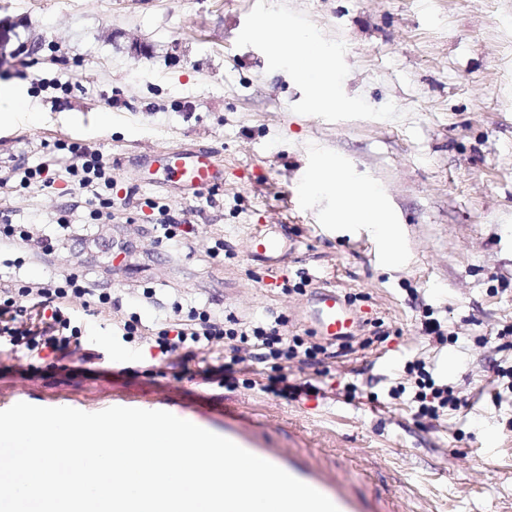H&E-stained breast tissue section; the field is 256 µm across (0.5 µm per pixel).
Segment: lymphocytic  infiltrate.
I'll return each mask as SVG.
<instances>
[{"label":"lymphocytic infiltrate","instance_id":"obj_1","mask_svg":"<svg viewBox=\"0 0 512 512\" xmlns=\"http://www.w3.org/2000/svg\"><path fill=\"white\" fill-rule=\"evenodd\" d=\"M66 150L71 162L64 176L86 195L89 205L111 207L117 186L111 159L73 144ZM14 266L11 260L0 266V350L8 356L57 368L63 359L85 347L76 301L92 300L107 313L121 304L106 284L95 285L72 273L44 283L26 282L15 277ZM170 308L172 317L151 334H143L140 317L132 313L113 322L112 335L121 343L145 346L150 361L179 362L181 370H193L209 383L225 382L239 373L241 364L254 363L247 386L283 399L309 393L312 388L308 382L290 383L289 364L296 362L322 375L328 373L330 360L339 356L334 344H308L300 337L287 336L286 320L280 315L237 328L228 326L223 316L205 304L186 308L175 300ZM268 362L273 363L274 373L265 371ZM412 369L417 373L412 400L420 416L436 419L445 409H457L459 400L448 386L437 384L422 363L413 364Z\"/></svg>","mask_w":512,"mask_h":512}]
</instances>
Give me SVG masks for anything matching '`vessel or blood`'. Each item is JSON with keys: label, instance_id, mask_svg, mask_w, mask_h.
<instances>
[{"label": "vessel or blood", "instance_id": "b4317fda", "mask_svg": "<svg viewBox=\"0 0 512 512\" xmlns=\"http://www.w3.org/2000/svg\"><path fill=\"white\" fill-rule=\"evenodd\" d=\"M147 166L164 175L166 182L190 196L220 185L224 179V165L210 151H164L145 157ZM283 251L279 238L265 231H256L251 238L252 254L277 263ZM315 331L329 341L352 337L361 323L345 297L332 288L316 289L311 300ZM126 406L145 410H163L175 416L187 415V407L158 393L148 400L129 398ZM272 423L246 409H228L224 412V436L249 452L279 466L296 479L326 495L339 512H401L396 494H368L358 490L349 478L344 460L330 458L309 448L301 432L295 431L288 439L272 435Z\"/></svg>", "mask_w": 512, "mask_h": 512}]
</instances>
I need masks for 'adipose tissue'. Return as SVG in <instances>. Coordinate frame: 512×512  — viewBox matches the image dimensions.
Returning a JSON list of instances; mask_svg holds the SVG:
<instances>
[{"instance_id":"ef3b65f1","label":"adipose tissue","mask_w":512,"mask_h":512,"mask_svg":"<svg viewBox=\"0 0 512 512\" xmlns=\"http://www.w3.org/2000/svg\"><path fill=\"white\" fill-rule=\"evenodd\" d=\"M271 46L275 52H286L293 44L304 47L301 66L303 77L312 89V99L317 106H332L336 103V78L316 38L297 29L287 17L273 20L269 30ZM334 187L342 204L336 211L337 222L355 224L367 218L386 239H394V227L388 224L378 209V192L370 184L346 187L334 161L323 160L318 172L309 177L304 186V196H312L326 187Z\"/></svg>"}]
</instances>
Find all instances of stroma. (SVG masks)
Returning a JSON list of instances; mask_svg holds the SVG:
<instances>
[{
  "label": "stroma",
  "instance_id": "1",
  "mask_svg": "<svg viewBox=\"0 0 512 512\" xmlns=\"http://www.w3.org/2000/svg\"><path fill=\"white\" fill-rule=\"evenodd\" d=\"M280 14L327 49L338 107H313L300 60L254 36ZM0 25V85L25 84L37 110L0 128V171L77 142L121 157L114 173L130 196L97 218L61 179L0 197V223L58 238L50 254L22 249L21 278L78 271L106 281L149 330L167 311L143 304L147 290L247 324L281 315L307 341L315 332L299 309L313 289L333 287L389 333L370 345L360 330L324 377L292 365L321 393L285 400L239 379L160 373L125 356L106 317H88L92 361L73 356L67 370L30 376L0 359V410L98 412L153 390L186 403L203 392L196 423L223 433L225 407L244 406L299 428L363 487L396 492L404 512H512V392L497 387L498 369L512 366V336L499 334L512 324V0H0ZM199 147L223 160L222 186L183 199L142 172L147 150ZM325 156L349 181L376 185L398 257L373 224L336 223L334 194L300 201ZM165 207L183 243L157 242ZM266 225L288 234L272 271L248 241ZM218 238L223 252L209 255ZM102 239L122 253L90 248ZM303 274L310 284L295 290ZM429 309L444 339L427 332ZM120 356L124 374L110 369ZM412 361L461 408L430 420L409 395L391 399L390 383L413 385L403 370Z\"/></svg>",
  "mask_w": 512,
  "mask_h": 512
}]
</instances>
